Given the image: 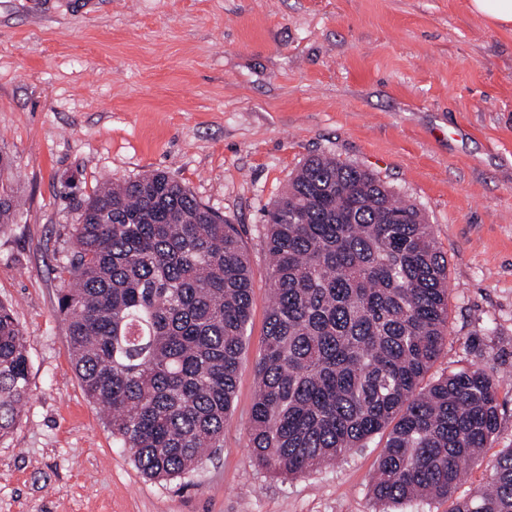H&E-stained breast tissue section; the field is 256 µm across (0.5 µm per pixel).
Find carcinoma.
I'll use <instances>...</instances> for the list:
<instances>
[{"instance_id": "1", "label": "carcinoma", "mask_w": 512, "mask_h": 512, "mask_svg": "<svg viewBox=\"0 0 512 512\" xmlns=\"http://www.w3.org/2000/svg\"><path fill=\"white\" fill-rule=\"evenodd\" d=\"M58 300L75 371L141 473L167 481L222 447L251 311L237 228L162 171L70 199ZM17 212L0 185V225ZM271 308L248 432L296 477L386 435L380 501L449 497L498 426V384L463 367L425 385L448 339V261L421 212L373 173L307 160L268 211ZM26 338L0 303V438L30 395ZM451 512H512V448Z\"/></svg>"}]
</instances>
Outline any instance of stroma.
<instances>
[{
	"label": "stroma",
	"instance_id": "stroma-1",
	"mask_svg": "<svg viewBox=\"0 0 512 512\" xmlns=\"http://www.w3.org/2000/svg\"><path fill=\"white\" fill-rule=\"evenodd\" d=\"M19 215L0 227V302L27 343L31 397L0 439V512H450L374 498L373 437L301 477L248 437L268 311L266 214L331 155L416 205L448 260V339L428 379L480 367L499 423L458 486L512 448V29L469 0H0V154ZM162 170L235 224L251 318L224 443L146 478L83 390L57 310L69 199Z\"/></svg>",
	"mask_w": 512,
	"mask_h": 512
}]
</instances>
